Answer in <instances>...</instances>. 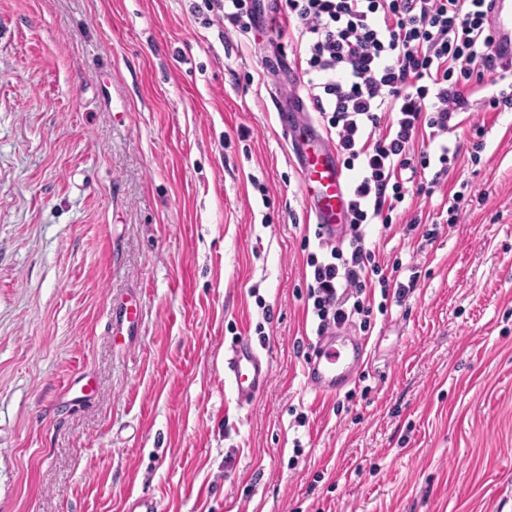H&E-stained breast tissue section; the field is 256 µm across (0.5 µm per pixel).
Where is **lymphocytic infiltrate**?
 <instances>
[{
	"label": "lymphocytic infiltrate",
	"instance_id": "1",
	"mask_svg": "<svg viewBox=\"0 0 512 512\" xmlns=\"http://www.w3.org/2000/svg\"><path fill=\"white\" fill-rule=\"evenodd\" d=\"M491 0H285L308 97L350 173L346 245L308 253V298L317 333L353 318L369 325L387 298H403L416 276L383 275L369 243L390 227L410 190L403 171L442 179L459 147L448 144L472 93L491 82L488 111L512 110V59L495 51ZM428 148L416 150L417 140ZM378 282L382 304L366 290Z\"/></svg>",
	"mask_w": 512,
	"mask_h": 512
}]
</instances>
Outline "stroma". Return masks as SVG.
Returning <instances> with one entry per match:
<instances>
[{"mask_svg":"<svg viewBox=\"0 0 512 512\" xmlns=\"http://www.w3.org/2000/svg\"><path fill=\"white\" fill-rule=\"evenodd\" d=\"M201 3L0 0V512H512V112L465 113L447 181L373 227L421 279L317 400L291 26ZM464 182L482 204L424 243L409 220ZM208 11L224 13V20L237 27L245 35L257 25V12L254 0H203ZM224 372H229L234 378L238 403L248 405L263 389L270 367L248 339L242 338L232 348L230 357L224 359Z\"/></svg>","mask_w":512,"mask_h":512,"instance_id":"stroma-1","label":"stroma"}]
</instances>
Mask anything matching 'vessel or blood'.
Segmentation results:
<instances>
[{
  "label": "vessel or blood",
  "instance_id": "1",
  "mask_svg": "<svg viewBox=\"0 0 512 512\" xmlns=\"http://www.w3.org/2000/svg\"><path fill=\"white\" fill-rule=\"evenodd\" d=\"M489 19L497 45L512 53V0H494ZM291 124L297 131L292 147L309 213L322 236L335 240L336 229L346 215L347 177L332 140L318 130L304 103H297ZM364 361L365 348L361 341L349 343L338 339L336 332H327L317 341L306 372L307 384L317 397H328L342 389ZM224 369L232 375L237 401L242 405L253 402L270 374L268 363L245 338L233 347L230 357L224 361Z\"/></svg>",
  "mask_w": 512,
  "mask_h": 512
}]
</instances>
